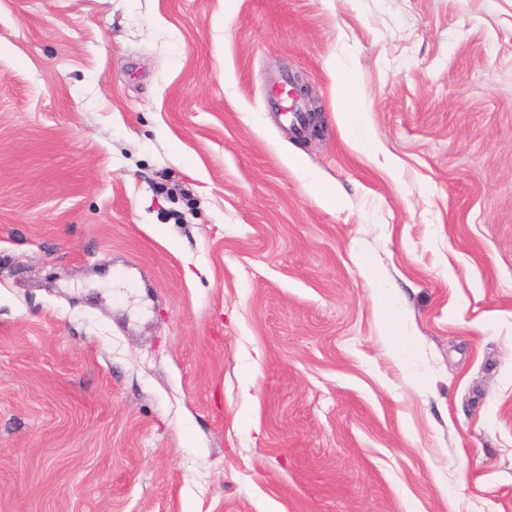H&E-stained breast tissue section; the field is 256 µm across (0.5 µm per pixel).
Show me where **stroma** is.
Instances as JSON below:
<instances>
[{
	"label": "stroma",
	"instance_id": "1",
	"mask_svg": "<svg viewBox=\"0 0 512 512\" xmlns=\"http://www.w3.org/2000/svg\"><path fill=\"white\" fill-rule=\"evenodd\" d=\"M0 512H512V0H0ZM336 96L350 137L360 144L373 142L364 110L363 96L354 74L343 75L337 80ZM289 90L286 91L287 97H290L294 106L301 104L300 112L303 117V131L311 136H318L322 129L321 108L317 106V100L312 87L304 82L299 76L286 80Z\"/></svg>",
	"mask_w": 512,
	"mask_h": 512
}]
</instances>
